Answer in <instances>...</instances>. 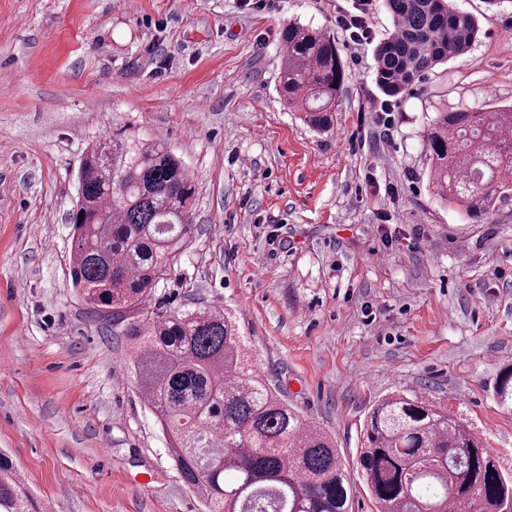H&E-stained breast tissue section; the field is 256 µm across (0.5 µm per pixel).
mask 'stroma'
Returning a JSON list of instances; mask_svg holds the SVG:
<instances>
[{
  "mask_svg": "<svg viewBox=\"0 0 512 512\" xmlns=\"http://www.w3.org/2000/svg\"><path fill=\"white\" fill-rule=\"evenodd\" d=\"M480 32L399 99L371 43L336 18L352 0H0V452L40 512H206L138 396L122 329L92 316L70 274L69 211L100 137L163 139L199 185L191 232L151 307L219 305L255 367L347 466L392 392L468 421L512 465V201L475 221L435 200L434 113L512 104V8L455 0ZM336 39L345 81L329 130L276 90L279 32Z\"/></svg>",
  "mask_w": 512,
  "mask_h": 512,
  "instance_id": "35a3bbf8",
  "label": "stroma"
}]
</instances>
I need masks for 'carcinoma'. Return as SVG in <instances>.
I'll use <instances>...</instances> for the list:
<instances>
[{"label":"carcinoma","instance_id":"obj_1","mask_svg":"<svg viewBox=\"0 0 512 512\" xmlns=\"http://www.w3.org/2000/svg\"><path fill=\"white\" fill-rule=\"evenodd\" d=\"M393 30L374 48L375 83L401 98L436 66L465 55L475 17L450 0H384ZM277 89L316 128L329 123L345 70L335 39L290 23L281 30ZM435 195L480 219L512 199V108L437 112L426 130ZM197 184L157 138L114 136L83 157L70 276L91 313L124 325L131 372L156 414L185 483L207 512H351L347 468L333 438L249 363L245 337L219 307L140 310L188 235ZM498 403L512 411V367ZM358 465L376 512H478L512 507V470L460 415L426 397L389 395L365 420ZM0 512H36L0 456Z\"/></svg>","mask_w":512,"mask_h":512}]
</instances>
